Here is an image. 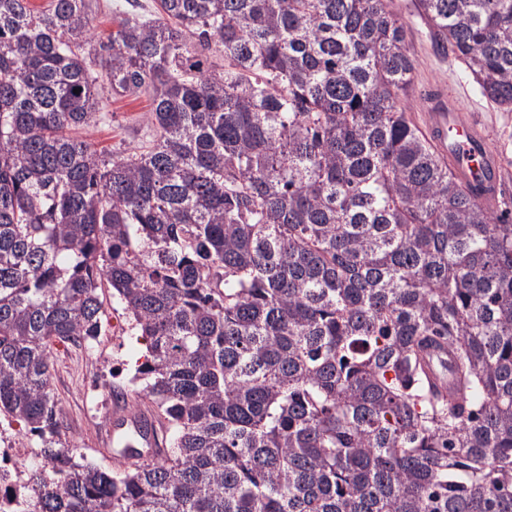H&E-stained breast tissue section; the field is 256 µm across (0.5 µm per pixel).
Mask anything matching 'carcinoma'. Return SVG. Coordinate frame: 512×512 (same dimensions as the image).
Listing matches in <instances>:
<instances>
[{"instance_id": "1", "label": "carcinoma", "mask_w": 512, "mask_h": 512, "mask_svg": "<svg viewBox=\"0 0 512 512\" xmlns=\"http://www.w3.org/2000/svg\"><path fill=\"white\" fill-rule=\"evenodd\" d=\"M0 0V417L21 512H512V211L414 122L389 0ZM512 109V0H414ZM150 90L145 146L71 131ZM81 92L74 93V90ZM147 345L169 448L121 472L61 441L54 347L101 291ZM98 8L95 9L94 14V29L93 33L97 39L106 40V38L112 33V28H115V22L117 18L121 15L124 7L125 0L120 1V9L115 10L112 9V4L106 6V3L109 1L114 2L115 0H99ZM18 431V426L13 425ZM11 424L0 420V510L18 512L22 495H26L25 470L21 463L36 451L24 437L19 436ZM14 432V433H12Z\"/></svg>"}]
</instances>
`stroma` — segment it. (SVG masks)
<instances>
[{
  "instance_id": "stroma-1",
  "label": "stroma",
  "mask_w": 512,
  "mask_h": 512,
  "mask_svg": "<svg viewBox=\"0 0 512 512\" xmlns=\"http://www.w3.org/2000/svg\"><path fill=\"white\" fill-rule=\"evenodd\" d=\"M403 23L407 43L416 60L414 85L408 102L421 113L420 96L433 84L447 85L468 116L477 118L500 157L501 200L512 206V111L490 104L466 66L451 53L438 50L430 29L417 14L412 0H393ZM104 109L96 122L80 130L81 138L105 151H120L145 142L151 135L147 115L152 97L143 91L117 96L105 93ZM102 332L91 348L57 347L52 358V382L61 410V439L88 462L112 467L111 456L100 446L103 428L112 416L117 397L133 405L130 378L141 363L142 348L132 339L128 320L117 303L105 300Z\"/></svg>"
}]
</instances>
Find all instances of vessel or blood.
<instances>
[{
	"label": "vessel or blood",
	"mask_w": 512,
	"mask_h": 512,
	"mask_svg": "<svg viewBox=\"0 0 512 512\" xmlns=\"http://www.w3.org/2000/svg\"><path fill=\"white\" fill-rule=\"evenodd\" d=\"M423 103L429 141L447 159L455 177L474 188L478 201L494 204L500 191L499 163L487 135L462 113L444 86L431 87ZM112 415L105 442L116 459L127 458L137 446L156 455L157 442L146 418L128 415L119 406L113 408Z\"/></svg>",
	"instance_id": "b4317fda"
}]
</instances>
